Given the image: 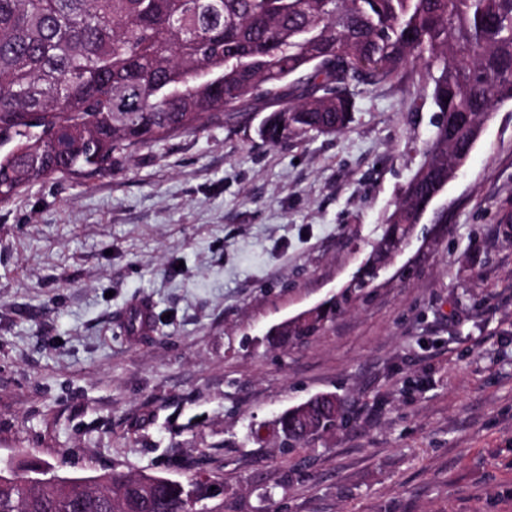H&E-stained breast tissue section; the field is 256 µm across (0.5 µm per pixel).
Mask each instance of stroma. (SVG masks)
<instances>
[{"mask_svg": "<svg viewBox=\"0 0 512 512\" xmlns=\"http://www.w3.org/2000/svg\"><path fill=\"white\" fill-rule=\"evenodd\" d=\"M432 87L414 62L344 132L276 146L257 102L0 204V467L206 479L209 512H512V102L372 288L266 339L370 253ZM318 393L346 423L283 451ZM331 312L327 310L316 311L307 316L298 326H286L283 323L270 328L267 336L272 342H286L293 336H311L320 332L328 320Z\"/></svg>", "mask_w": 512, "mask_h": 512, "instance_id": "35a3bbf8", "label": "stroma"}]
</instances>
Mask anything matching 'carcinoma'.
I'll list each match as a JSON object with an SVG mask.
<instances>
[{"mask_svg": "<svg viewBox=\"0 0 512 512\" xmlns=\"http://www.w3.org/2000/svg\"><path fill=\"white\" fill-rule=\"evenodd\" d=\"M412 61L425 64L438 120L347 301L466 164L492 104L512 101V0H0V203L256 101L278 105L256 130L263 142L339 134L355 84L393 81ZM328 317L316 311L267 336H311ZM344 419L298 404L281 429L294 448L304 431ZM210 496L206 482L188 489L151 474L15 478L0 484V512H200Z\"/></svg>", "mask_w": 512, "mask_h": 512, "instance_id": "obj_1", "label": "carcinoma"}]
</instances>
